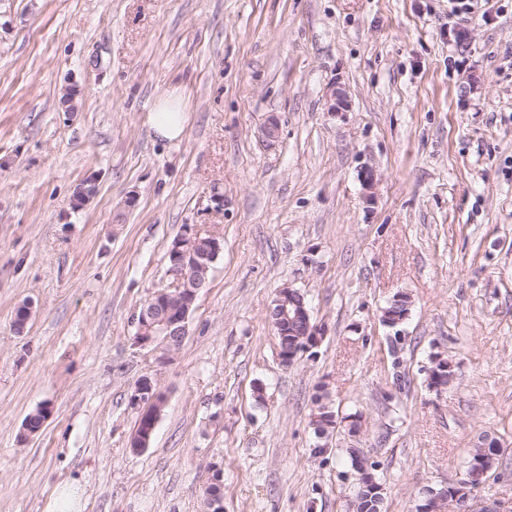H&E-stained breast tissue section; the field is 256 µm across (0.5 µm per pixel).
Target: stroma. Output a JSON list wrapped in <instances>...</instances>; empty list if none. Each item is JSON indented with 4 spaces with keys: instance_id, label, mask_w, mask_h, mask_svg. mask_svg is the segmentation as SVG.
I'll list each match as a JSON object with an SVG mask.
<instances>
[{
    "instance_id": "35a3bbf8",
    "label": "stroma",
    "mask_w": 512,
    "mask_h": 512,
    "mask_svg": "<svg viewBox=\"0 0 512 512\" xmlns=\"http://www.w3.org/2000/svg\"><path fill=\"white\" fill-rule=\"evenodd\" d=\"M170 89L176 142L148 121ZM188 225L222 251L164 357L134 316ZM286 286L322 333L288 367ZM437 352L454 376L434 391ZM146 376L166 404L136 453ZM324 391L359 437L318 438ZM485 434L505 453L476 497L512 507V0H0V512H204L216 468L224 512H347L353 445L383 512H414ZM149 121L157 137L180 140L187 125V103L176 90L166 91L156 98ZM160 394L165 402V395L159 390L157 384L151 378L145 377L140 380L132 391L129 397L130 407L137 412L139 418H142L153 405L157 404Z\"/></svg>"
}]
</instances>
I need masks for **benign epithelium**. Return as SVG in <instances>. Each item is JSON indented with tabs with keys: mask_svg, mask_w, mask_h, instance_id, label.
<instances>
[{
	"mask_svg": "<svg viewBox=\"0 0 512 512\" xmlns=\"http://www.w3.org/2000/svg\"><path fill=\"white\" fill-rule=\"evenodd\" d=\"M200 232L191 226L185 227L183 233L173 243L168 257L170 258L169 274L172 276L170 285L166 288L154 291L140 312V322L137 324L136 342L143 347H152L155 340H160L170 348L162 350L167 355L178 348L188 335V320L193 305L199 292L206 287L203 281L194 282L193 286L186 285V270L206 267L216 261L221 252V242L215 241L210 248L202 251L192 247L191 242ZM292 288H283L278 291L274 300L276 308L271 314L277 317L273 322L280 336L288 335L283 330L285 323L300 322L304 324L305 334L301 350L308 351L316 346L321 336L316 327L311 324L310 312L305 303H289L288 294ZM293 308H288V305ZM33 305L27 302L19 306L14 314V330L24 333L32 315ZM157 384L145 377L136 385L129 397L131 409L137 412L139 417H144L150 408L157 404L159 395ZM486 471L479 464L473 466L465 480L460 482V489L454 496V501L459 512H505L500 506H482L475 508L474 492L484 483Z\"/></svg>",
	"mask_w": 512,
	"mask_h": 512,
	"instance_id": "1",
	"label": "benign epithelium"
}]
</instances>
